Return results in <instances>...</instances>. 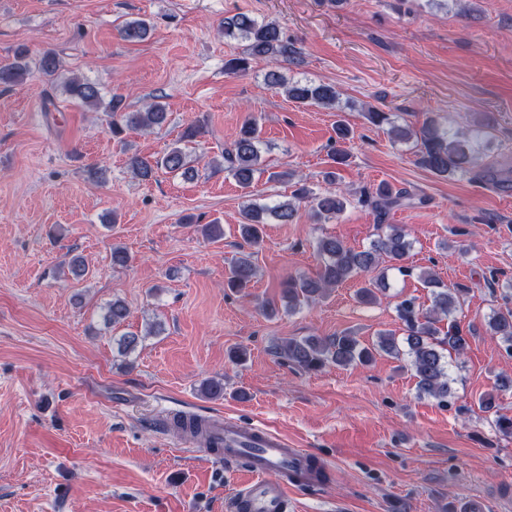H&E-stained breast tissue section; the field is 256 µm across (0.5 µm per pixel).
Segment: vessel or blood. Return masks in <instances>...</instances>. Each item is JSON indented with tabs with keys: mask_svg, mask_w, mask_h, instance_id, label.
I'll return each mask as SVG.
<instances>
[{
	"mask_svg": "<svg viewBox=\"0 0 512 512\" xmlns=\"http://www.w3.org/2000/svg\"><path fill=\"white\" fill-rule=\"evenodd\" d=\"M211 435L221 446L225 468H235L240 458L248 460L246 479L234 500L235 512H288L290 490L316 482L309 470L314 454L290 447L286 438L268 428L225 421L213 424ZM272 471L280 473L278 483L267 481Z\"/></svg>",
	"mask_w": 512,
	"mask_h": 512,
	"instance_id": "obj_1",
	"label": "vessel or blood"
}]
</instances>
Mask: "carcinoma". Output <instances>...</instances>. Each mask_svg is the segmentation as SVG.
<instances>
[{
    "label": "carcinoma",
    "mask_w": 512,
    "mask_h": 512,
    "mask_svg": "<svg viewBox=\"0 0 512 512\" xmlns=\"http://www.w3.org/2000/svg\"><path fill=\"white\" fill-rule=\"evenodd\" d=\"M148 27L149 23L144 19L133 20L122 25L120 34L126 41L139 42L146 37ZM224 38H240L247 42L244 56L224 63V70L229 73L245 72L253 63L273 64L281 58L296 62L297 52L276 22H259L247 14H237L224 19ZM39 72L51 89L62 90L86 108H102L108 112L111 118L110 131L115 137L126 129L150 130L163 125L167 120L165 107L160 103L151 104L143 111L128 112L121 97L113 96L109 101H104L98 84L65 74L63 62L54 50L42 54ZM28 74V50L21 47L10 63L0 66V85L10 86ZM266 78L270 84L284 88L288 97L299 104L327 110H334L339 104V92L332 84L306 79L289 81L272 68L267 71ZM365 117L373 125H388L393 140L414 143L415 163L438 176L470 175L479 180L486 176L492 180L496 177L493 172L487 174L477 169L494 129L493 121L488 117L465 131L453 128L448 120L433 112L427 114L418 127L398 125L392 120V113L374 107L366 109ZM350 135L351 130L345 123L340 121L336 124V140L332 144L331 155L338 164L346 162L348 158L343 144L350 139ZM260 141L258 123L255 118L249 117L242 125L240 137L231 148L224 150L226 169L245 191L252 187L255 174L263 172ZM127 165L132 175L142 181L151 180L159 169L183 175L191 172L187 166L186 153L178 146L155 160L133 154L128 158ZM407 199L405 192L396 191L386 183L379 184L376 191L362 195L359 203L376 212L379 228V233L368 247L355 250L336 237H321L316 242V250L321 259L316 274L290 275L283 285L288 298V311L295 312L305 304L316 302L329 289L359 275L366 276V280L358 291V299L372 302L376 300L377 294L389 288L388 271L395 270L402 276L416 274L424 287L430 289L431 305L424 309L417 305L414 297L404 298L396 304L397 317L403 325L405 336L399 338L390 332H381L370 346L362 344L349 332L327 338H289L277 346L276 353L292 366L308 372L319 371L329 364H370L377 354L397 359L405 356L418 380L420 393L447 406L455 398L452 356L464 354L471 333L470 327L462 326L456 317L466 287L458 285L450 288L433 273L426 270L417 272L414 267L406 264L411 248L410 233L403 225L386 223V218L391 209L402 205ZM302 203L320 221L342 214L351 200L329 189L314 192L298 182L291 198L272 207L257 203L244 205L238 224L241 238L251 247L259 245L268 218L287 224L293 221ZM255 276L256 268L251 255L245 254L232 266L224 280V287L242 291ZM128 315L129 309L125 302L114 299L107 307L105 320L115 329L123 325ZM445 319L448 325L440 326V322ZM487 327L493 339L512 350V309L493 312L488 318ZM141 341L142 337L126 332L118 340V350L123 355H129Z\"/></svg>",
    "instance_id": "obj_1"
}]
</instances>
